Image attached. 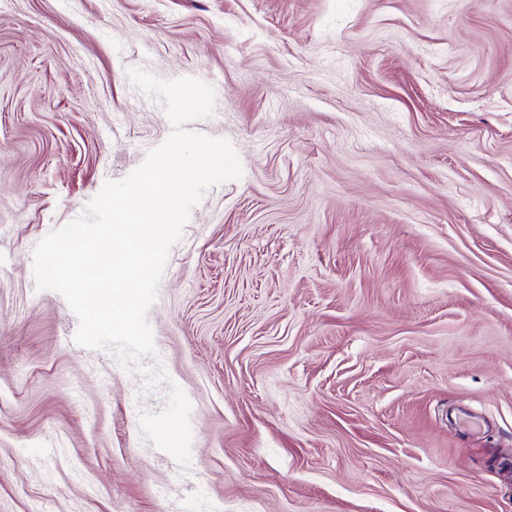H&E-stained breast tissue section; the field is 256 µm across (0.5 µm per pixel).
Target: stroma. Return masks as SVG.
<instances>
[{
  "mask_svg": "<svg viewBox=\"0 0 512 512\" xmlns=\"http://www.w3.org/2000/svg\"><path fill=\"white\" fill-rule=\"evenodd\" d=\"M213 87L147 318L35 246ZM0 512H512V0H0Z\"/></svg>",
  "mask_w": 512,
  "mask_h": 512,
  "instance_id": "35a3bbf8",
  "label": "stroma"
}]
</instances>
